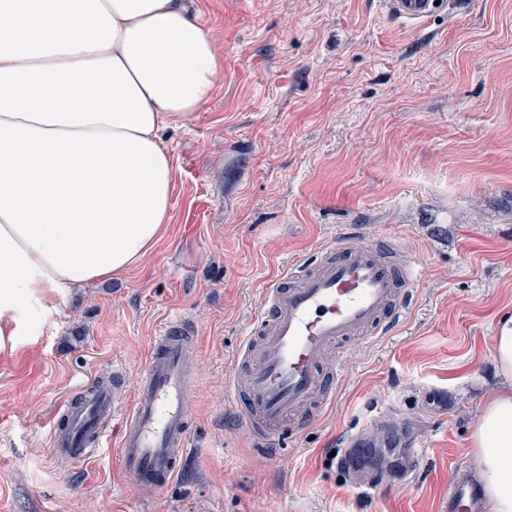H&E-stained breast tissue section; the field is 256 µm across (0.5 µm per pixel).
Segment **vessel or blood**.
I'll return each mask as SVG.
<instances>
[{
    "instance_id": "vessel-or-blood-1",
    "label": "vessel or blood",
    "mask_w": 512,
    "mask_h": 512,
    "mask_svg": "<svg viewBox=\"0 0 512 512\" xmlns=\"http://www.w3.org/2000/svg\"><path fill=\"white\" fill-rule=\"evenodd\" d=\"M386 13L412 24L439 11L436 0H381ZM392 240L362 244L350 237L327 242L314 261L297 260L271 281L266 303L244 336L237 373L225 386L227 405L251 441L269 443L283 423L320 416L336 401L340 366L349 342L378 339L406 317L419 286L417 262L394 261ZM196 338L186 319L167 321L150 340L142 380L120 434L118 463L134 484L162 490L178 476L191 445L186 402L198 369L189 352ZM118 401L114 389L96 378L76 401H64L49 428L55 455L80 462L107 453ZM357 493L374 495L385 485L375 474L351 471ZM469 483H453L448 512H474Z\"/></svg>"
}]
</instances>
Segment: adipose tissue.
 Instances as JSON below:
<instances>
[{"instance_id":"1","label":"adipose tissue","mask_w":512,"mask_h":512,"mask_svg":"<svg viewBox=\"0 0 512 512\" xmlns=\"http://www.w3.org/2000/svg\"><path fill=\"white\" fill-rule=\"evenodd\" d=\"M215 46L182 0H0V339L50 300L120 276L171 218L163 130L207 101ZM501 385L469 455L492 512H512V314Z\"/></svg>"}]
</instances>
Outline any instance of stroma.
Segmentation results:
<instances>
[{
  "label": "stroma",
  "mask_w": 512,
  "mask_h": 512,
  "mask_svg": "<svg viewBox=\"0 0 512 512\" xmlns=\"http://www.w3.org/2000/svg\"><path fill=\"white\" fill-rule=\"evenodd\" d=\"M189 2L220 67L209 102L163 133L171 220L142 263L51 299L0 348V512H448L512 312V0H453L420 26L379 0ZM348 225L395 237L420 286L396 333L352 343L335 404L269 451L224 403L235 351L268 283ZM175 312L199 369L175 482L130 483L112 452L53 455L54 411L109 371L129 407ZM377 416L392 428L372 468L391 484L367 498L334 451Z\"/></svg>",
  "instance_id": "35a3bbf8"
}]
</instances>
